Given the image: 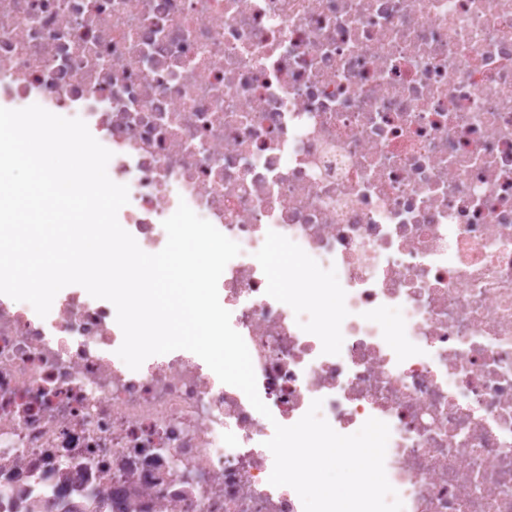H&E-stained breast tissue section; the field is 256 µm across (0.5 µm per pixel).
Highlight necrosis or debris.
Wrapping results in <instances>:
<instances>
[{"mask_svg": "<svg viewBox=\"0 0 512 512\" xmlns=\"http://www.w3.org/2000/svg\"><path fill=\"white\" fill-rule=\"evenodd\" d=\"M32 104L111 151L141 249L182 201L240 245L219 300L269 409L187 350L130 369L81 286L44 317L0 295V477L34 512L62 482L304 512L266 442L316 399L388 424L403 512H512V0H0V107Z\"/></svg>", "mask_w": 512, "mask_h": 512, "instance_id": "1", "label": "necrosis or debris"}]
</instances>
